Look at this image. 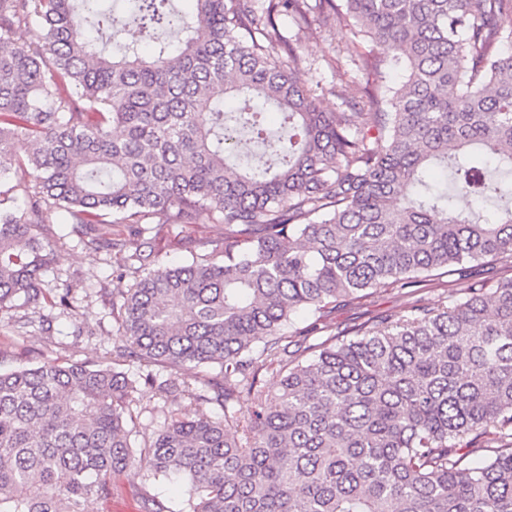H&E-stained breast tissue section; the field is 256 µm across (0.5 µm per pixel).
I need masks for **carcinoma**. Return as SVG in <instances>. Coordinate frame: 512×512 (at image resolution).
<instances>
[{
	"mask_svg": "<svg viewBox=\"0 0 512 512\" xmlns=\"http://www.w3.org/2000/svg\"><path fill=\"white\" fill-rule=\"evenodd\" d=\"M193 2L0 0V186L24 195L0 199V310L70 306L42 280L59 214L97 250L131 249L134 279L112 363L0 372V512H94L131 471L186 484L178 512H512V277L473 275L512 262V0ZM284 13L378 49L358 66L376 79L337 91L349 111L301 81ZM33 25L40 40L19 41ZM205 215L220 238L149 267L152 225ZM439 270L462 297L344 333L323 321ZM204 366L218 372L189 392L151 371ZM142 383L224 418L175 414L137 450ZM474 264L476 278L487 281L490 286H496L502 277H512V271H507L505 265L498 261L487 259Z\"/></svg>",
	"mask_w": 512,
	"mask_h": 512,
	"instance_id": "carcinoma-1",
	"label": "carcinoma"
}]
</instances>
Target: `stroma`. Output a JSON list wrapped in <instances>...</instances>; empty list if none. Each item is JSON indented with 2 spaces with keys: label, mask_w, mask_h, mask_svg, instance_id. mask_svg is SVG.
<instances>
[{
  "label": "stroma",
  "mask_w": 512,
  "mask_h": 512,
  "mask_svg": "<svg viewBox=\"0 0 512 512\" xmlns=\"http://www.w3.org/2000/svg\"><path fill=\"white\" fill-rule=\"evenodd\" d=\"M280 33L297 46L303 59V81L315 90L318 104L324 111L339 112L343 103L336 95L340 74L355 71L359 56L371 49L369 40L346 23L330 18L309 29L298 28L292 19L282 15L277 19ZM62 245L45 274L49 288L63 284L73 287L74 310L56 307L49 310V324H41L38 314L27 308L0 311V370L29 367L46 360L67 362L96 361L109 356L120 343L117 334L118 317L112 311L111 293L126 287L122 275L127 263L123 251L93 250L84 246L71 225L52 227ZM221 225L202 221L198 225L169 224L156 234L155 259L159 264L172 265L189 260L192 241L202 237L217 238ZM450 274L411 296L395 290L373 295L359 304L337 308L328 318L339 331L369 322L379 316L404 315L412 299L431 303L445 296L454 286ZM84 313L82 334H75V313ZM133 415V447H141L156 435L172 414L200 412L223 417V410L214 404L196 401L189 396L164 397L150 386H141L131 406ZM155 496L171 505L183 499L181 488L166 481L144 482L141 475L129 472L114 480L111 496L99 500L96 512H144L148 497Z\"/></svg>",
  "instance_id": "stroma-1"
}]
</instances>
